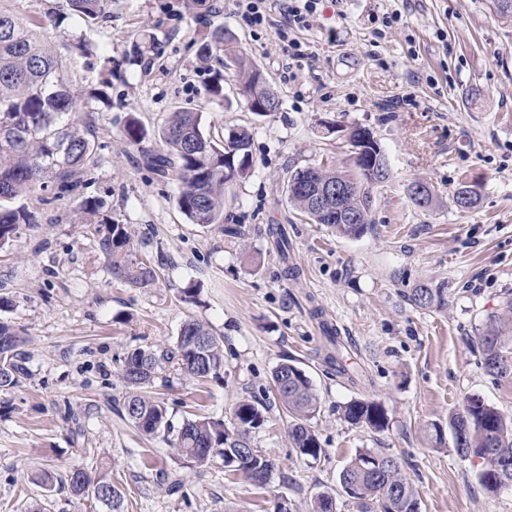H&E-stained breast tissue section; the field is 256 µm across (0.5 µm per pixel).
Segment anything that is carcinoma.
<instances>
[{"instance_id": "obj_1", "label": "carcinoma", "mask_w": 512, "mask_h": 512, "mask_svg": "<svg viewBox=\"0 0 512 512\" xmlns=\"http://www.w3.org/2000/svg\"><path fill=\"white\" fill-rule=\"evenodd\" d=\"M112 0H62L61 13L91 25L108 14ZM40 21L22 20L0 10V248L17 237L22 224H31L35 214L13 203L38 192V201L50 205L65 193L75 191L94 162L95 121L83 111L78 96L69 83L68 62L37 35ZM154 36L147 32L133 35L130 58L142 61L152 51ZM200 62H216L208 94L215 101L224 100L222 68L233 66L241 76L240 85L254 91L256 64L241 54L234 35L222 26L202 34L197 51ZM124 137L141 147L146 165L179 185L177 206L191 224L209 226L224 223V184L248 175L251 166V133L238 128L217 141L204 130L203 113L178 110L170 113L158 131L160 146L144 147L145 132L139 120L131 116L124 126ZM379 159L366 153L354 161V170L342 171L325 166L299 168L291 173L287 199L298 211L317 224H326L342 236L357 238L364 234L370 209L366 199L372 188L382 183L373 180L372 168ZM312 180L334 184L341 178L363 186V192L345 197L344 210L358 215V223L345 224L335 218L315 215L308 195L292 188V183L306 171ZM479 192L462 185L455 193L456 205L470 209ZM99 251L105 257L112 278L138 288H148L157 280L156 272L137 257L126 225L99 224L95 228ZM447 288L420 287L412 294L416 306L439 310L447 305ZM509 317L489 316L478 336L486 371L498 378L512 377V356L505 350L504 332ZM17 338V343L0 347V389H10L28 374L25 339L16 326L0 319V340ZM163 364L177 367L188 380L205 382L217 379L224 370V337L211 326L195 318L181 324L173 346L154 349L140 346L125 357L120 369L126 392L123 400L125 419L146 436L171 434V444L180 458L199 466L216 459L245 454L248 464L234 469L249 476L265 466L266 456L252 445V430L264 422L261 410L250 400L235 403L231 421L213 417L185 418L174 426L165 403L151 395L156 370ZM275 393L288 411L289 437L297 456L318 460L324 452L310 427L318 411L319 398L311 380L297 365L278 364L272 371ZM345 420L352 425H366L383 430L388 424L384 407L362 398L344 406ZM453 448L464 458L480 459L478 478L489 492L512 487V416L470 397L462 408L448 416ZM341 487L349 488L360 512H419L416 490L402 471L397 458L382 451L359 450L340 474ZM70 494L79 500L91 499L107 512H125V496L108 474L94 476L74 466L69 471Z\"/></svg>"}]
</instances>
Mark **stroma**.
Masks as SVG:
<instances>
[{"instance_id": "stroma-1", "label": "stroma", "mask_w": 512, "mask_h": 512, "mask_svg": "<svg viewBox=\"0 0 512 512\" xmlns=\"http://www.w3.org/2000/svg\"><path fill=\"white\" fill-rule=\"evenodd\" d=\"M59 0H0L18 16L37 15L39 34L70 64L69 80L96 117V154L85 181L37 212L0 248V318L24 333L29 374L0 389V512H103L77 501L61 480L72 466L107 469L125 495L126 512H274L287 497L308 512L323 491L336 512H359L339 474L356 451L395 456L412 481L420 512H512V488L487 492L477 461L436 447L433 424L471 396L512 415V379L488 374L477 337L486 317L512 302V19L490 0H322L299 34L314 56L289 63L278 30L285 17L247 27L234 0L218 10L190 0H112L111 16L87 26L56 15ZM402 19L384 39L374 33L387 13ZM232 32L239 49L266 74L276 111L251 112L224 71V101L207 93L211 72L197 58L210 27ZM155 36L149 62L130 64L136 31ZM92 41L81 56L72 45ZM112 83H99L104 59ZM203 113L217 139L249 128L252 167L224 187L223 225L188 223L174 181L147 170L123 135L128 115L145 128L146 145L169 113ZM369 129L389 164L373 191L371 224L357 239L313 223L287 200L291 172L352 165L347 133ZM480 185L470 209L456 206L461 183ZM432 192L416 206L411 183ZM96 200L89 215L83 202ZM127 225L137 255L157 272L154 287L111 278L94 236L102 221ZM288 230L280 255L271 226ZM448 286L440 311L412 301L421 285ZM196 317L224 337V370L198 385L173 368L158 371L154 390L174 423L193 415L230 419L239 399L265 416L252 440L275 465L270 482L227 475L222 461L196 466L177 457L163 436L147 437L122 415L118 371L142 345L170 347L182 322ZM343 340L340 363L367 382L352 385L326 360L323 324ZM303 368L320 405L310 426L323 453H294L288 416L271 389L273 368ZM364 398L388 411L387 429L348 424L347 402ZM52 472V488L37 478ZM179 491H171L173 480Z\"/></svg>"}]
</instances>
